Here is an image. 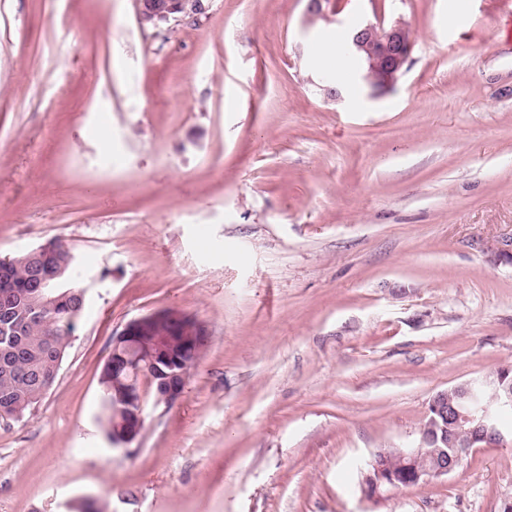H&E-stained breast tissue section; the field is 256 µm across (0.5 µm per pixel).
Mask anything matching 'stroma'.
Instances as JSON below:
<instances>
[{"label": "stroma", "mask_w": 512, "mask_h": 512, "mask_svg": "<svg viewBox=\"0 0 512 512\" xmlns=\"http://www.w3.org/2000/svg\"><path fill=\"white\" fill-rule=\"evenodd\" d=\"M307 7L144 31L135 0H0V258L63 242L86 297L52 388L0 420V512H512V444L359 486L435 393L512 366V0ZM377 15L414 46L372 96L318 49ZM164 309L208 350L112 447V337Z\"/></svg>", "instance_id": "1"}]
</instances>
